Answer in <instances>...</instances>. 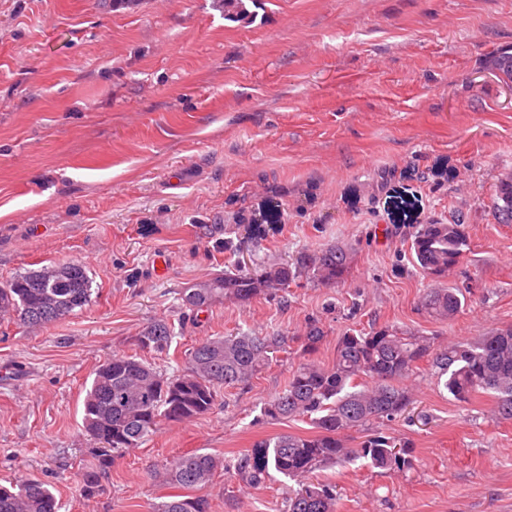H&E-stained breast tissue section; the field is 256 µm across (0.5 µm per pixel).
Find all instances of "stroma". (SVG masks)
<instances>
[{"label": "stroma", "mask_w": 512, "mask_h": 512, "mask_svg": "<svg viewBox=\"0 0 512 512\" xmlns=\"http://www.w3.org/2000/svg\"><path fill=\"white\" fill-rule=\"evenodd\" d=\"M240 2L0 0V283L68 262L92 280L89 303L48 327L0 317V485L44 480L59 512H152L177 456L233 463L267 436L311 434L309 419L261 413L309 324L325 367L352 331L390 324L443 346L512 326V223L495 209L512 173V79L497 68L512 56V0ZM454 223L468 247L439 281L410 246L422 225ZM331 245L353 253L340 283L305 274L197 315L181 301L234 265ZM441 285L465 298L444 322L422 306ZM159 320L174 337L149 361L170 375L209 337L283 342L249 385L161 423L86 498L85 389ZM407 385L408 413L377 429L410 443L413 468L317 470L337 512H512V421L492 395L455 401L428 360ZM295 488L220 470L197 493L211 512H284Z\"/></svg>", "instance_id": "1"}]
</instances>
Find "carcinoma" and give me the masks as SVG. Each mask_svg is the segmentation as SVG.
I'll use <instances>...</instances> for the list:
<instances>
[{
	"instance_id": "obj_1",
	"label": "carcinoma",
	"mask_w": 512,
	"mask_h": 512,
	"mask_svg": "<svg viewBox=\"0 0 512 512\" xmlns=\"http://www.w3.org/2000/svg\"><path fill=\"white\" fill-rule=\"evenodd\" d=\"M496 209L512 221V175L500 179ZM468 246L461 224H425L412 243L413 257L429 275L445 277ZM351 256L342 246L303 252L293 266H273L256 275L250 271L218 274L188 288L183 305L203 312L225 298L248 302L275 287H283L303 273L324 284L345 279ZM92 279L84 266L68 263L57 269L30 270L0 285V314H12L29 326H47L83 308L90 300ZM422 306L437 320H450L461 310L457 288H433ZM172 341L168 323L157 321L135 337L137 348L161 354ZM277 344L274 336H220L198 343L179 373L168 376L136 356L114 355L99 365L83 399V425L96 441L97 463L82 472L81 488L93 498L104 492L103 480L112 461L139 447L161 421L183 422L209 413L223 387L245 386L268 361ZM426 358L438 369L439 383L458 402L481 391L494 393V414L512 420V327L498 329L473 341L434 347L428 336L385 325L368 333L340 337L332 365L299 363L288 384L263 408L271 421L303 417L315 433L301 436L279 433L259 441L255 456L246 457L238 470L249 485H258L272 469L293 479L298 489L288 497L285 512H336V493L312 479L326 464L358 458L371 466L401 472L412 466L406 442L397 444L372 433L352 448L346 432L365 431L378 419L392 420L410 405L409 391L401 385ZM224 466L219 458L190 452L172 460L164 482L192 490L207 484ZM56 498L39 479H19L0 486V512H57ZM153 512H210L207 499L169 495Z\"/></svg>"
}]
</instances>
